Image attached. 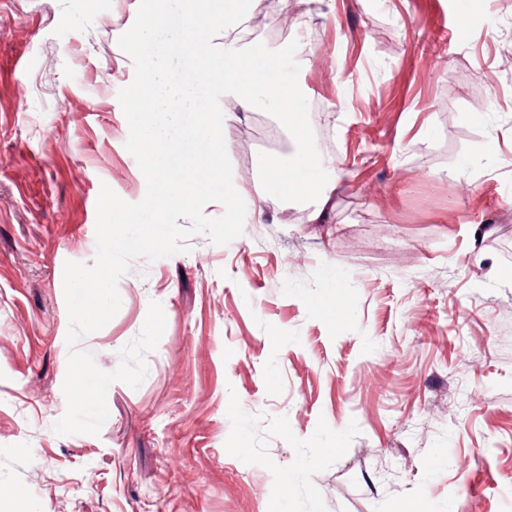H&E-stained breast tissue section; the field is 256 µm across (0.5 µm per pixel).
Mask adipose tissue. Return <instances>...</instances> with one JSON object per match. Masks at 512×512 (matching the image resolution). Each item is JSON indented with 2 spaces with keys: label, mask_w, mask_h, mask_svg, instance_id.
<instances>
[{
  "label": "adipose tissue",
  "mask_w": 512,
  "mask_h": 512,
  "mask_svg": "<svg viewBox=\"0 0 512 512\" xmlns=\"http://www.w3.org/2000/svg\"><path fill=\"white\" fill-rule=\"evenodd\" d=\"M335 186L336 182L328 176L323 160L303 146L287 163L275 161L266 165L262 184L255 189L256 202L258 206H265L272 190L284 195L293 188H302L308 197L315 200V206L307 216L308 222L321 224L325 221L326 207L330 202L329 193Z\"/></svg>",
  "instance_id": "adipose-tissue-1"
}]
</instances>
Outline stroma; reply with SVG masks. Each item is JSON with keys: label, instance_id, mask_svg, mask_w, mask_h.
<instances>
[{"label": "stroma", "instance_id": "obj_1", "mask_svg": "<svg viewBox=\"0 0 512 512\" xmlns=\"http://www.w3.org/2000/svg\"><path fill=\"white\" fill-rule=\"evenodd\" d=\"M299 86L344 185L217 246L132 260L82 339L105 371L166 328L99 434L60 436L66 262L146 180L118 99L140 0H0V512H512V0H291ZM320 32L308 43L307 30ZM263 110L224 138L253 189Z\"/></svg>", "mask_w": 512, "mask_h": 512}]
</instances>
